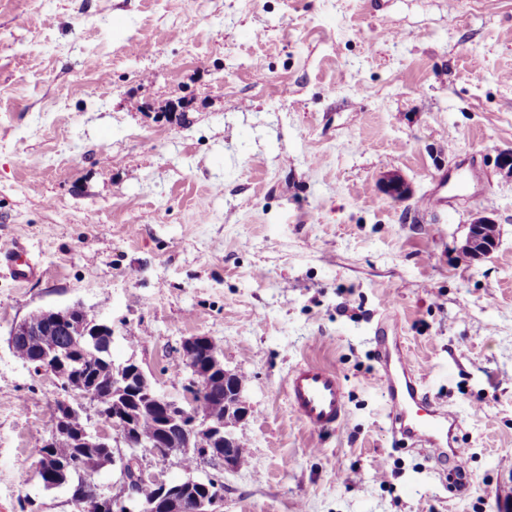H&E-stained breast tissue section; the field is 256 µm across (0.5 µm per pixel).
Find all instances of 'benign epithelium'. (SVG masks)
<instances>
[{
  "label": "benign epithelium",
  "mask_w": 512,
  "mask_h": 512,
  "mask_svg": "<svg viewBox=\"0 0 512 512\" xmlns=\"http://www.w3.org/2000/svg\"><path fill=\"white\" fill-rule=\"evenodd\" d=\"M384 192L406 199L411 195L410 186L397 174H387L381 179ZM497 224L488 215L478 216L465 239L461 250L480 260L496 247ZM72 307L35 313L16 324L12 335L39 336L43 339V352L32 366L35 369L54 375L66 392L89 402L99 420L112 424L118 432L116 452L120 464L123 491L118 495H105L91 481L85 482L74 490L71 501L80 512H223L224 496L219 483L213 478H188L168 481L158 476L152 477L160 491L159 502L146 505L135 495L132 479L128 472L144 474L140 448L159 459L166 460L174 455H194L200 461L216 462L224 469L238 467V437L236 429L250 414L249 405L244 396V385L236 380V373L224 367L221 351L208 336H191L183 341L182 352L185 365L190 370L188 394L194 395L207 385L209 377L216 371L223 373L225 381L224 414L220 417L203 416L194 408L193 400L181 401L161 395L139 365L133 361L114 366L111 370L112 393L119 397L129 392L139 395L142 403L160 413L161 431L156 438L143 441L137 436L134 421L124 412L108 413L95 405L92 390L76 386L68 380L69 359L67 353L60 350L51 336L58 325L68 327L70 335L83 339L92 333L107 336L112 333L110 322L105 319L83 314L74 321L70 318ZM82 445L85 448L112 447L110 436L94 434L89 429L82 433ZM195 486L213 487L215 491L205 499L188 498L187 494Z\"/></svg>",
  "instance_id": "benign-epithelium-1"
}]
</instances>
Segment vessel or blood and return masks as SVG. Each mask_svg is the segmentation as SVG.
Segmentation results:
<instances>
[{"label": "vessel or blood", "mask_w": 512, "mask_h": 512, "mask_svg": "<svg viewBox=\"0 0 512 512\" xmlns=\"http://www.w3.org/2000/svg\"><path fill=\"white\" fill-rule=\"evenodd\" d=\"M0 263L19 282L29 280L36 272L24 246L17 242L0 247ZM379 386L392 431L411 440L414 447L432 451L437 458L452 457L455 473H463V453L455 448L453 440L455 417L422 393L404 354L385 357ZM286 392L298 418L312 429H331L346 414L345 387L334 368L314 363L296 365L288 374Z\"/></svg>", "instance_id": "b4317fda"}]
</instances>
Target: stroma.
<instances>
[{
  "label": "stroma",
  "instance_id": "35a3bbf8",
  "mask_svg": "<svg viewBox=\"0 0 512 512\" xmlns=\"http://www.w3.org/2000/svg\"><path fill=\"white\" fill-rule=\"evenodd\" d=\"M507 150L512 0H0V241L41 270L20 283L0 265V512H78L32 455L57 381L8 346L73 304L170 398L191 336L242 377L246 464L145 460L220 479L223 512H512ZM474 165L482 180L455 189ZM436 188L448 210L420 208ZM484 213L497 247L463 261ZM384 319L457 415L464 495L390 430ZM303 361L346 387L333 430L288 404Z\"/></svg>",
  "mask_w": 512,
  "mask_h": 512
}]
</instances>
